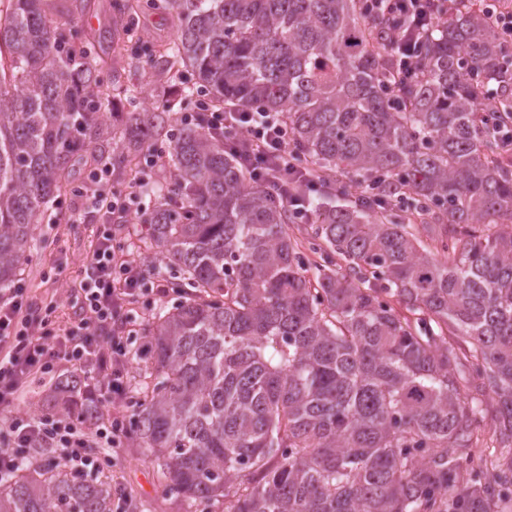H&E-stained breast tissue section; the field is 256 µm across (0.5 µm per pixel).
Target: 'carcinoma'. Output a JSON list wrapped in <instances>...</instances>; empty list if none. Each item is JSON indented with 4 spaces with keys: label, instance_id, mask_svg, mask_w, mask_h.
<instances>
[{
    "label": "carcinoma",
    "instance_id": "carcinoma-1",
    "mask_svg": "<svg viewBox=\"0 0 512 512\" xmlns=\"http://www.w3.org/2000/svg\"><path fill=\"white\" fill-rule=\"evenodd\" d=\"M0 0V288L86 153L112 170L100 109L129 92L72 24L92 0ZM420 34L398 71L397 18L367 0H113L175 17L154 66L192 72L216 110L276 112L297 186L369 194L313 207L308 274L292 215L204 124L177 129L147 248L182 300L146 336L154 367L131 430L171 492L226 512H500L512 495V53L467 6ZM194 88L123 122L147 138ZM439 228L427 245L412 218ZM396 299L404 311L395 309ZM452 336L471 339L459 354ZM492 414L489 478L465 476ZM112 484L30 459L0 478V512H112Z\"/></svg>",
    "mask_w": 512,
    "mask_h": 512
}]
</instances>
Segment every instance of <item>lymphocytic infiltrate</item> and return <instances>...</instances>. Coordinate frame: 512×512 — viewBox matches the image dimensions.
Returning a JSON list of instances; mask_svg holds the SVG:
<instances>
[{
    "mask_svg": "<svg viewBox=\"0 0 512 512\" xmlns=\"http://www.w3.org/2000/svg\"><path fill=\"white\" fill-rule=\"evenodd\" d=\"M374 12L406 16L409 25L394 39L402 69H409L414 33L448 17L458 0H371ZM210 132L223 138L246 176L260 184L275 203L308 223L310 213L291 186L310 176L288 144L280 117L272 112H206ZM77 301L82 314L73 324L52 328L49 318L28 315L22 291L0 289V404L17 400L31 375L60 371L58 391L65 407L57 413L19 414L0 420V476L16 470L33 448H58L75 470H83V448H112L123 431L121 421L103 423L102 409L119 405L126 394L122 370L131 354L101 334L122 320L125 304L142 280V267L116 252L111 224L101 225L95 250L82 262Z\"/></svg>",
    "mask_w": 512,
    "mask_h": 512,
    "instance_id": "f902f5d3",
    "label": "lymphocytic infiltrate"
}]
</instances>
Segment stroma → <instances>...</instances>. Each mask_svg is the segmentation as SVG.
I'll return each mask as SVG.
<instances>
[{
    "mask_svg": "<svg viewBox=\"0 0 512 512\" xmlns=\"http://www.w3.org/2000/svg\"><path fill=\"white\" fill-rule=\"evenodd\" d=\"M112 0H94L91 10L77 19V27L85 33L99 35L98 53L106 60L103 76L119 74L125 85L135 91V109L139 112L156 111L167 88L164 77L157 75L149 56L163 49L174 37L175 29L170 14L147 9L139 13L136 20L135 38L140 45L136 58L114 53L109 47L107 33L114 24ZM153 151L137 147L130 152L131 169L123 175L103 174L95 178L96 161H88L77 168L65 185L60 197L62 207L76 209L79 217L56 223H40L36 231V245L29 262L21 270L16 285L22 288L24 298L36 311L50 310L52 320L60 326H67L77 319L80 308L76 294L80 287V265L82 259L91 253L96 244L97 228L104 221L102 212L91 207L87 195L96 185H104L116 192L129 191L140 174H148L156 182H166L169 171L162 157L168 152L166 137L153 141ZM162 278L176 281L177 275L170 268H163ZM158 277V278H161ZM154 276H146L140 289L128 304L131 322L124 325L119 339L132 351L133 357L123 369V380L127 388L124 401L105 414L106 419H117L130 423L139 397L135 378L152 366L150 355L140 354L145 345V333L154 314L171 307L180 299L174 291L157 294ZM54 380L51 375L35 373L22 401L12 405H0V415H15L21 412H43L52 404L51 394ZM87 456L94 460L90 477L108 475L112 478L113 503L127 508L136 503L137 512H183L180 499L171 494L157 465L153 463L146 449L137 446L132 435L123 436L118 447L103 450L90 448Z\"/></svg>",
    "mask_w": 512,
    "mask_h": 512,
    "instance_id": "1",
    "label": "stroma"
}]
</instances>
